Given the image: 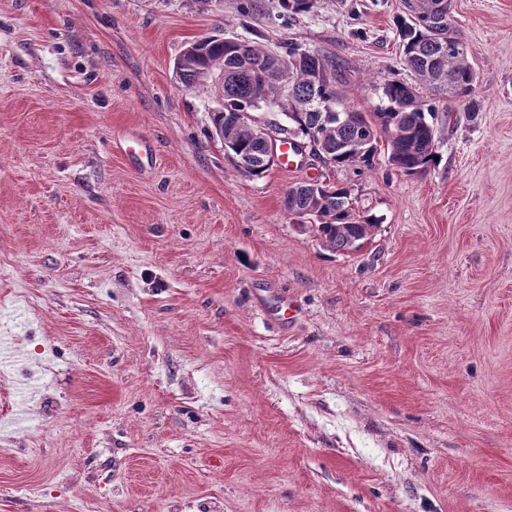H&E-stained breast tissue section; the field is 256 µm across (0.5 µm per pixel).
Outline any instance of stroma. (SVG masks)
<instances>
[{
    "label": "stroma",
    "instance_id": "35a3bbf8",
    "mask_svg": "<svg viewBox=\"0 0 512 512\" xmlns=\"http://www.w3.org/2000/svg\"><path fill=\"white\" fill-rule=\"evenodd\" d=\"M440 160L245 175L173 62L215 35L413 81L403 0H0V512H512V0H453ZM330 176L377 223L285 209ZM285 208L293 216L315 217L317 224L310 226L323 245L334 252L356 250L377 225L354 212L349 187L331 181L308 192L289 191Z\"/></svg>",
    "mask_w": 512,
    "mask_h": 512
}]
</instances>
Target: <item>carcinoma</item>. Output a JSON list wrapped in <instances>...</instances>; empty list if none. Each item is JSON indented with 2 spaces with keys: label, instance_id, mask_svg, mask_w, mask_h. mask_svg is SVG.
Instances as JSON below:
<instances>
[{
  "label": "carcinoma",
  "instance_id": "1",
  "mask_svg": "<svg viewBox=\"0 0 512 512\" xmlns=\"http://www.w3.org/2000/svg\"><path fill=\"white\" fill-rule=\"evenodd\" d=\"M281 2L294 15L311 12L316 0ZM433 2L420 0L418 12L396 20L403 63L418 83L386 81L382 95L388 106L372 114L344 110L339 86L347 81V70L342 62L292 42L271 51L250 40L206 39L201 53L180 67L177 78L190 91L217 89L219 106L212 113V125L224 123V149L250 164L249 176L261 177L270 170L265 165L268 142L261 135L263 124L254 118L237 124L228 115L260 111L271 94V83L262 73L281 65L290 68V74L288 92L277 107L297 135L323 138L330 144L331 149L320 155L325 166L369 169L382 141L389 166L406 176L422 175L437 165L436 102L446 98L458 103L470 117L480 110L476 76L452 11L434 17ZM367 141L371 148L365 153L357 156L348 151ZM285 208L293 216L316 218L313 228L334 252L357 249L376 227L354 212L349 187L331 181L308 192L286 193Z\"/></svg>",
  "mask_w": 512,
  "mask_h": 512
}]
</instances>
